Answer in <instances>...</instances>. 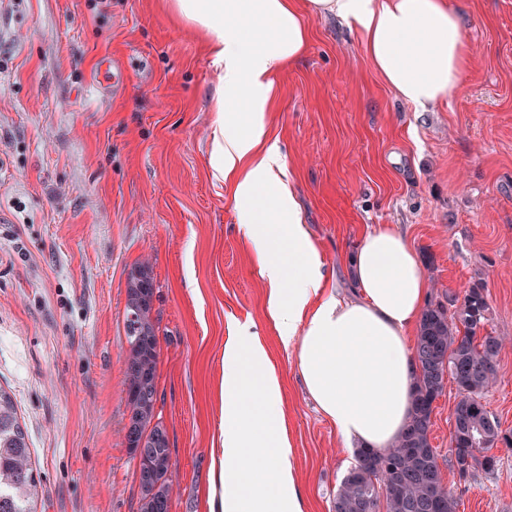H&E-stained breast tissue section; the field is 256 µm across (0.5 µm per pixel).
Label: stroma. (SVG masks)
<instances>
[{
  "label": "stroma",
  "instance_id": "35a3bbf8",
  "mask_svg": "<svg viewBox=\"0 0 512 512\" xmlns=\"http://www.w3.org/2000/svg\"><path fill=\"white\" fill-rule=\"evenodd\" d=\"M468 58L458 90L421 112L396 98L357 35L311 17L307 53L277 77L269 117L331 283L368 230L396 227L427 298L481 283L487 331L507 337L489 409L512 429V0H450ZM167 0H0V386L40 485L37 512H138L126 448L128 275L148 261L156 416L171 450L170 512H207L220 446L224 343L265 340L284 389L308 512H332L349 466L265 317L266 286L211 162L218 77ZM126 65L99 100L101 57ZM456 386L431 443L458 512H512V450L460 479L447 455Z\"/></svg>",
  "mask_w": 512,
  "mask_h": 512
}]
</instances>
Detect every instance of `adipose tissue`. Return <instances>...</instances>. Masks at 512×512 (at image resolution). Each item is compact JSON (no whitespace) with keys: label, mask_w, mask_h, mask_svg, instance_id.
Listing matches in <instances>:
<instances>
[{"label":"adipose tissue","mask_w":512,"mask_h":512,"mask_svg":"<svg viewBox=\"0 0 512 512\" xmlns=\"http://www.w3.org/2000/svg\"><path fill=\"white\" fill-rule=\"evenodd\" d=\"M206 38L219 72L222 114L213 162L224 177L267 284L266 311L293 351L303 389L346 452L391 448L413 403L412 332L427 284L415 250L395 229L364 233L347 256L356 296L331 288L269 137L274 77L301 59L307 17L338 18L358 35L374 70L403 101L427 109L458 88L467 49L448 0H173ZM222 448L208 512H306L293 463L280 377L266 344L241 326L224 345Z\"/></svg>","instance_id":"obj_1"}]
</instances>
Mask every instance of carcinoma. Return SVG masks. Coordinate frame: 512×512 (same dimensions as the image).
Instances as JSON below:
<instances>
[{"instance_id": "carcinoma-1", "label": "carcinoma", "mask_w": 512, "mask_h": 512, "mask_svg": "<svg viewBox=\"0 0 512 512\" xmlns=\"http://www.w3.org/2000/svg\"><path fill=\"white\" fill-rule=\"evenodd\" d=\"M154 282L149 264L131 271L125 305L126 393L129 422L126 442L145 440L150 451L138 457L136 476L140 512H170L172 467L167 431L155 420L158 338L152 319ZM489 306L485 289L474 284L463 294H448V303L429 302L415 336L418 372L414 404L400 441L385 453L359 448L356 462L342 478L333 512H456L458 501L448 490L438 450L430 442L434 403L446 378L457 388L452 409L449 455L464 479L471 469L493 471L498 448L512 449V431L501 428L484 402L496 380V360L505 339L484 331ZM31 452L14 397L0 388V512H36L37 480Z\"/></svg>"}]
</instances>
